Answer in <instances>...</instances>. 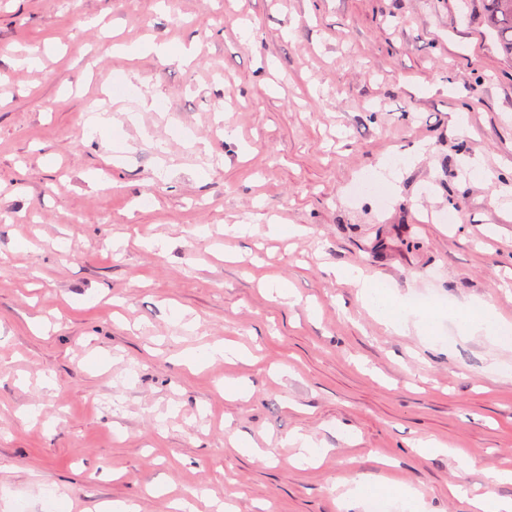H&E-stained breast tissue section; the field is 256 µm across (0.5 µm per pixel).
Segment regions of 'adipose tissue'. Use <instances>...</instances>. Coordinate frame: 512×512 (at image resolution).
<instances>
[{
    "label": "adipose tissue",
    "mask_w": 512,
    "mask_h": 512,
    "mask_svg": "<svg viewBox=\"0 0 512 512\" xmlns=\"http://www.w3.org/2000/svg\"><path fill=\"white\" fill-rule=\"evenodd\" d=\"M336 278L357 288L358 296L370 314L394 333L404 332L412 325L423 335H430L432 326L443 313L448 314L449 318L472 334L485 332L498 337L512 330V325L502 319L495 305L490 302L477 306H452L446 309L438 303L418 307L399 299L393 292L380 287L377 282L367 279L356 268H337Z\"/></svg>",
    "instance_id": "ef3b65f1"
}]
</instances>
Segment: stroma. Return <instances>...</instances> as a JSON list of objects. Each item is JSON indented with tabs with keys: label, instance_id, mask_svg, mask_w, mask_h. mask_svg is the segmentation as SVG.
Here are the masks:
<instances>
[{
	"label": "stroma",
	"instance_id": "obj_1",
	"mask_svg": "<svg viewBox=\"0 0 512 512\" xmlns=\"http://www.w3.org/2000/svg\"><path fill=\"white\" fill-rule=\"evenodd\" d=\"M336 266L512 322V57L481 0H0V512H366L352 474L418 512H469L452 484L512 498L486 475L512 471V373L487 371L512 344L389 332ZM226 339L250 360L179 364ZM352 483L355 485L354 490L358 492V494H362L366 497L379 495L397 504L398 507L410 510L407 512L415 511V495L405 486L381 481L365 484L362 480L355 479L352 480Z\"/></svg>",
	"mask_w": 512,
	"mask_h": 512
}]
</instances>
